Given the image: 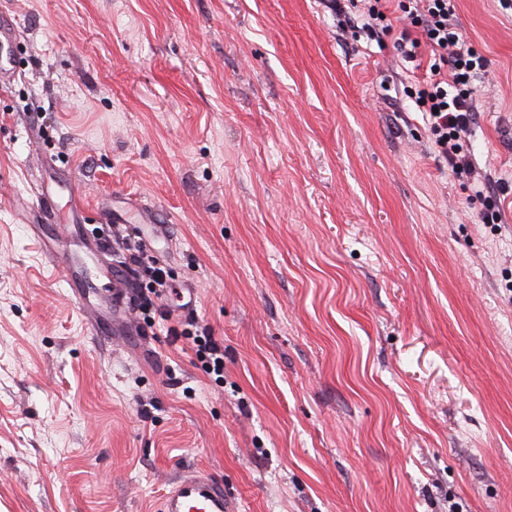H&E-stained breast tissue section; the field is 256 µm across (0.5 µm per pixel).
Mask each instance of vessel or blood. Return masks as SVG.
Listing matches in <instances>:
<instances>
[{"label": "vessel or blood", "instance_id": "b4317fda", "mask_svg": "<svg viewBox=\"0 0 512 512\" xmlns=\"http://www.w3.org/2000/svg\"><path fill=\"white\" fill-rule=\"evenodd\" d=\"M58 216L53 185L41 186L37 205L25 215L28 228L56 263L61 282L83 312L91 332L111 335L112 315L126 313L131 303L129 293L121 288L111 260L95 238L82 234L80 200H73L68 223H58ZM162 512H230L229 497L223 485L209 476L187 472L173 482Z\"/></svg>", "mask_w": 512, "mask_h": 512}]
</instances>
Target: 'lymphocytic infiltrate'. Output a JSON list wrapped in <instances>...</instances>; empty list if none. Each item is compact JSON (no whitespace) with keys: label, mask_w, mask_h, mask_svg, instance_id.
<instances>
[{"label":"lymphocytic infiltrate","mask_w":512,"mask_h":512,"mask_svg":"<svg viewBox=\"0 0 512 512\" xmlns=\"http://www.w3.org/2000/svg\"><path fill=\"white\" fill-rule=\"evenodd\" d=\"M337 10L345 25L362 26L370 35H384L392 29V19L384 0H344ZM396 12L410 22L420 36L401 44L405 58L427 46L432 63L414 91L433 138L434 152L452 170H471L466 133L475 122L474 82L485 72L487 60L464 36L457 21L458 0H396ZM150 286L141 292L140 312L146 323L167 322V335L191 340L197 362L215 382L224 380V345L196 324L170 326L167 298L172 291L164 262L153 260L147 268Z\"/></svg>","instance_id":"lymphocytic-infiltrate-1"}]
</instances>
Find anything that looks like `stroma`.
Returning a JSON list of instances; mask_svg holds the SVG:
<instances>
[{
    "mask_svg": "<svg viewBox=\"0 0 512 512\" xmlns=\"http://www.w3.org/2000/svg\"><path fill=\"white\" fill-rule=\"evenodd\" d=\"M0 512H160L188 471L234 512H512V19L460 0L489 66L473 172L434 153L402 59L336 0H0ZM79 194L176 293L91 334L11 201ZM490 183L502 221L476 190ZM167 336L192 340V349L203 371L215 382L224 381V345L215 336L199 330L193 323L181 324L180 328L169 326Z\"/></svg>",
    "mask_w": 512,
    "mask_h": 512,
    "instance_id": "1",
    "label": "stroma"
}]
</instances>
